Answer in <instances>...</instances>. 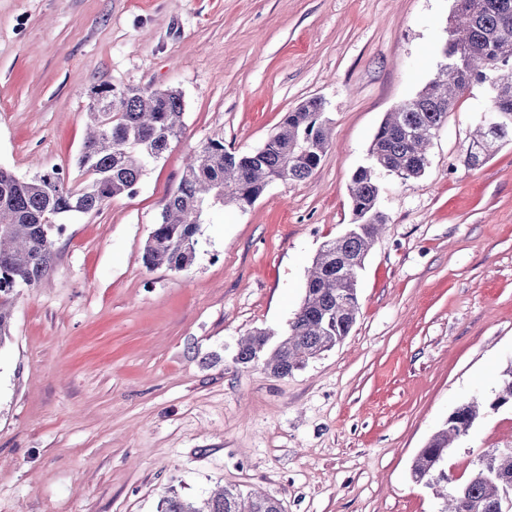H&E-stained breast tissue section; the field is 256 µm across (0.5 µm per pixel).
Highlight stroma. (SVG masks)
I'll use <instances>...</instances> for the list:
<instances>
[{"label": "stroma", "instance_id": "35a3bbf8", "mask_svg": "<svg viewBox=\"0 0 512 512\" xmlns=\"http://www.w3.org/2000/svg\"><path fill=\"white\" fill-rule=\"evenodd\" d=\"M453 0H0V167L78 184L93 92L168 89L183 131L134 195L64 217L49 271L18 287L0 347V512H157L175 490L259 491L284 512H438L412 462L512 362V141L461 157L487 105L459 98L418 179L381 175L387 224L349 336L276 377L236 363L286 327L387 112L434 77ZM318 98L329 146L307 180L205 217L191 267L145 243L189 154L247 153ZM512 446V407L448 450L466 478Z\"/></svg>", "mask_w": 512, "mask_h": 512}]
</instances>
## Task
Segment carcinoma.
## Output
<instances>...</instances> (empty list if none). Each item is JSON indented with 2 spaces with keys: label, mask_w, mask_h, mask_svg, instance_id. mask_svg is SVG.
I'll return each mask as SVG.
<instances>
[{
  "label": "carcinoma",
  "mask_w": 512,
  "mask_h": 512,
  "mask_svg": "<svg viewBox=\"0 0 512 512\" xmlns=\"http://www.w3.org/2000/svg\"><path fill=\"white\" fill-rule=\"evenodd\" d=\"M468 2L467 9L453 14L436 77L387 114L368 148L370 164L353 174V226L324 243L287 329H257L242 339L238 363L261 364L272 375L285 377L349 335L358 313L357 284L339 266L363 264L387 223L378 206V174L384 171L404 181L420 178L429 164L432 137L472 85L487 86L491 99L486 111L503 112L509 121L496 129L479 122L462 164L479 167L499 144L512 141V0ZM182 115L183 99L176 90L102 86L87 112L88 134L78 159L90 175L87 182L73 186L54 171L21 180L0 169V346L10 336L15 288L35 284L50 265L60 234L58 220L134 194L147 166L181 135ZM327 147L324 104L314 99L286 113L279 130L251 154L240 156L220 141L195 150L147 240L146 265L176 271L191 267L206 212L218 205L243 209L274 180L310 177ZM496 397L512 403V363L498 374ZM488 406V401L474 399L457 407L413 461V481L436 490L443 500L440 512H512V448L485 453L464 480L454 478L446 466L450 443L466 435ZM158 512H282V503L236 488L226 487L199 502L172 490L161 498Z\"/></svg>",
  "instance_id": "cac0c4a2"
}]
</instances>
